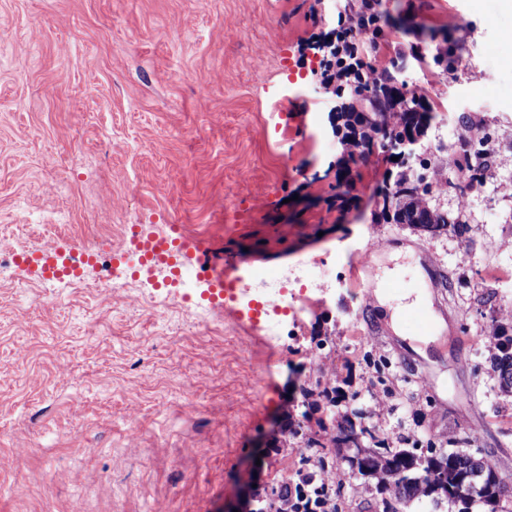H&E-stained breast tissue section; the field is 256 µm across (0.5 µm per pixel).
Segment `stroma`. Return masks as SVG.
<instances>
[{
  "instance_id": "1",
  "label": "stroma",
  "mask_w": 512,
  "mask_h": 512,
  "mask_svg": "<svg viewBox=\"0 0 512 512\" xmlns=\"http://www.w3.org/2000/svg\"><path fill=\"white\" fill-rule=\"evenodd\" d=\"M388 3L457 45L447 73L402 79L445 105L428 143L461 236L377 222L379 152L334 197L345 147L312 86L315 0H0V239L65 255L119 247L124 224L181 225L269 306L258 323L211 310L132 253L108 294L78 288L91 265L49 284L0 270V457L15 461L0 512H241L299 466L333 477L342 512H384L334 449L350 411L389 444L477 452L512 481V396L489 363L495 333L512 336V11ZM466 128L496 147L470 189L446 166ZM329 252L330 278L285 315L284 286ZM389 278L393 303L431 295L426 355L416 322L394 333L375 306Z\"/></svg>"
}]
</instances>
